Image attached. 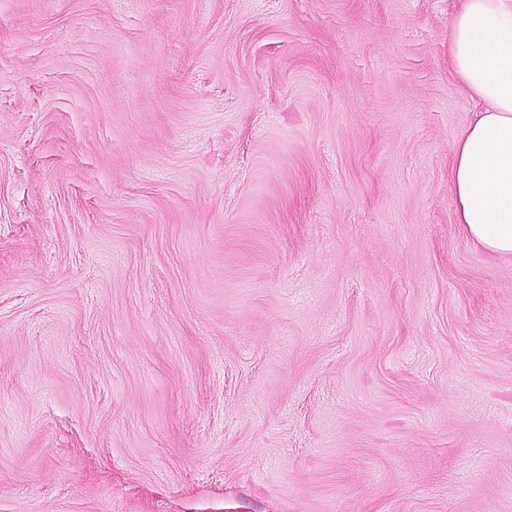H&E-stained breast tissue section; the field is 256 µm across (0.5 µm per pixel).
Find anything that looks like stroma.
<instances>
[{
    "mask_svg": "<svg viewBox=\"0 0 512 512\" xmlns=\"http://www.w3.org/2000/svg\"><path fill=\"white\" fill-rule=\"evenodd\" d=\"M452 10L0 0V512H512Z\"/></svg>",
    "mask_w": 512,
    "mask_h": 512,
    "instance_id": "35a3bbf8",
    "label": "stroma"
}]
</instances>
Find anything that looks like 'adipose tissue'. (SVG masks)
<instances>
[{"label":"adipose tissue","mask_w":512,"mask_h":512,"mask_svg":"<svg viewBox=\"0 0 512 512\" xmlns=\"http://www.w3.org/2000/svg\"><path fill=\"white\" fill-rule=\"evenodd\" d=\"M448 67L480 103L453 148L456 222L477 248L512 261V0H457Z\"/></svg>","instance_id":"adipose-tissue-1"}]
</instances>
